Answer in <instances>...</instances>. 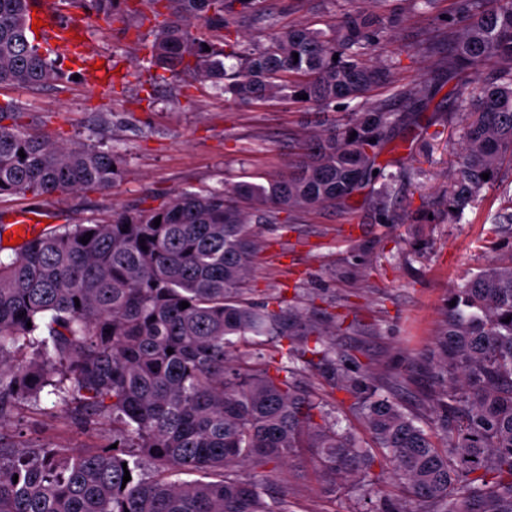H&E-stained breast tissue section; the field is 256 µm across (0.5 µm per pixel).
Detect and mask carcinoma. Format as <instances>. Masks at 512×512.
<instances>
[{
  "label": "carcinoma",
  "instance_id": "obj_1",
  "mask_svg": "<svg viewBox=\"0 0 512 512\" xmlns=\"http://www.w3.org/2000/svg\"><path fill=\"white\" fill-rule=\"evenodd\" d=\"M27 2L0 0V86L34 91L70 71L31 35ZM354 2L328 36L305 26L281 30L260 0H69L107 22L153 19L144 60L174 78L209 81L233 100L305 94L302 103L323 111L344 100L354 106L311 131L287 170L264 184L180 191L156 207L115 209L107 221L56 226L0 255V427L24 407L61 411L86 431L112 424L108 443L80 452L0 436V512H291L286 498L276 509L265 500L263 468L295 448L312 449L332 487L367 497L372 455L294 381L299 365L314 362L356 397L392 479L403 485L406 496L382 512H512V320L503 322L512 317V250L453 289L455 305L421 358L443 448L381 393L374 374L340 368L324 340L335 330L332 316L244 298L261 250L259 225L279 223L283 212L349 208L368 186L377 219L403 222L391 211L396 176L378 158L396 132L417 126L441 87L425 79L399 85L373 64L389 28L365 4L383 0ZM250 20L266 23L267 43L243 49L196 33ZM444 34L448 79L474 77L471 91L448 94L462 142L434 215L453 221L500 180L504 164L512 166V0H456ZM226 58L237 65L226 69ZM382 82L392 97L369 101ZM24 110L19 101L0 102V195L110 189L122 178L118 154L90 139L63 143L30 132ZM510 241L505 209L488 250ZM247 336L287 341L278 354L289 365L236 355L233 338ZM47 396L55 398L50 409L41 407ZM245 467L251 478L233 475ZM178 474L195 479L170 480Z\"/></svg>",
  "mask_w": 512,
  "mask_h": 512
}]
</instances>
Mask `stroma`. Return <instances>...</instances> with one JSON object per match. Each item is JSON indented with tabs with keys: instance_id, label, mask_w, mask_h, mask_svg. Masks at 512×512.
<instances>
[{
	"instance_id": "obj_1",
	"label": "stroma",
	"mask_w": 512,
	"mask_h": 512,
	"mask_svg": "<svg viewBox=\"0 0 512 512\" xmlns=\"http://www.w3.org/2000/svg\"><path fill=\"white\" fill-rule=\"evenodd\" d=\"M281 26L303 25L323 31L349 9V0H267ZM455 0H440L433 14L419 13L412 0H388L385 11L397 18L392 39L377 61L392 67L405 83L438 75L436 57L417 48L455 14ZM84 36L97 68L90 79L57 83L37 92L0 87V101L25 104L24 124L67 142L92 138L117 152L125 175L112 189H87L32 199L0 197V216L20 209L46 211L50 225L88 224L107 218L120 206L158 204L175 191L222 188L239 181L266 182L286 165L304 129V105L282 97L251 104L218 93L210 83L172 79L143 61L150 24L123 29L85 17ZM422 122L438 131L435 141L414 139L403 131L380 157L398 175L391 208L396 213L430 212L455 168L461 135L447 110H428ZM512 196V169L484 188L478 202L459 222L446 217L423 224H383L367 205L351 212L317 208L290 213L287 228L260 227L262 248L246 281L249 301L272 298L313 315L328 311L343 321L335 336L340 363L348 374L365 370L396 379L393 391L430 427L426 379L418 358L429 349L441 324L448 294L488 265L485 247L494 217ZM302 385L315 389L362 447L373 449L371 476L378 493L361 500L355 493L326 492L309 449L298 448L287 464L267 467L269 495H287L292 512H380L384 499L398 498L401 487L389 478L382 450L359 418L354 399L332 388L318 366L300 373ZM25 439L83 449L99 443L108 425L84 431L64 414L25 411L4 428Z\"/></svg>"
}]
</instances>
